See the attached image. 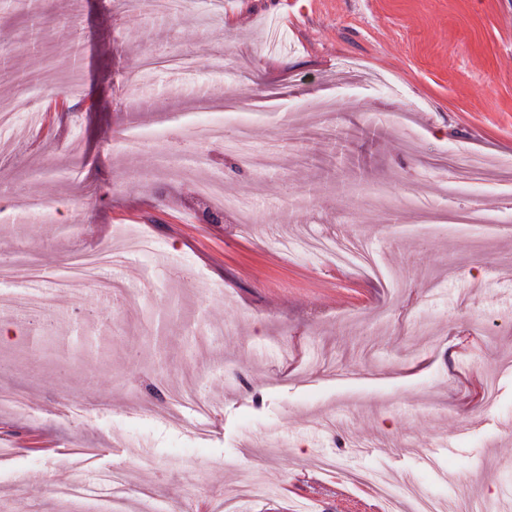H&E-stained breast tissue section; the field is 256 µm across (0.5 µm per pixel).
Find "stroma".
<instances>
[{
    "mask_svg": "<svg viewBox=\"0 0 512 512\" xmlns=\"http://www.w3.org/2000/svg\"><path fill=\"white\" fill-rule=\"evenodd\" d=\"M0 70V102L28 103L0 131V258L31 254L52 296L0 283V389L32 410L0 404V512H95L48 486L117 468L125 512H369L375 469L443 512L512 498V230L416 234L408 205L441 200L449 153L512 172V0H0ZM239 122L247 150L203 135ZM175 141L209 167L163 162ZM214 175L252 223L197 193ZM283 235L362 238L374 267ZM107 247L127 257L107 287L53 286ZM28 431L55 453H22ZM253 473L265 495L226 501Z\"/></svg>",
    "mask_w": 512,
    "mask_h": 512,
    "instance_id": "35a3bbf8",
    "label": "stroma"
}]
</instances>
